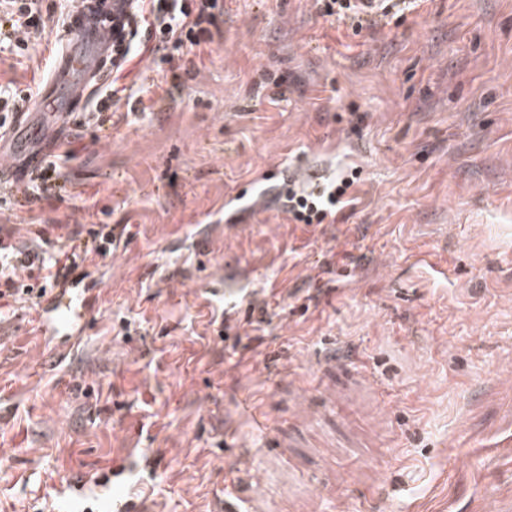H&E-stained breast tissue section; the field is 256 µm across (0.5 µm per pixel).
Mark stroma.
Returning <instances> with one entry per match:
<instances>
[{
    "mask_svg": "<svg viewBox=\"0 0 512 512\" xmlns=\"http://www.w3.org/2000/svg\"><path fill=\"white\" fill-rule=\"evenodd\" d=\"M206 46L79 127L39 106L74 43L0 44V235L127 224L82 335L0 299V512H512V0L354 29L223 0ZM72 150L51 196L23 187ZM352 180L323 224L270 180ZM239 194L249 212L226 214ZM123 470L121 486L94 473Z\"/></svg>",
    "mask_w": 512,
    "mask_h": 512,
    "instance_id": "35a3bbf8",
    "label": "stroma"
}]
</instances>
